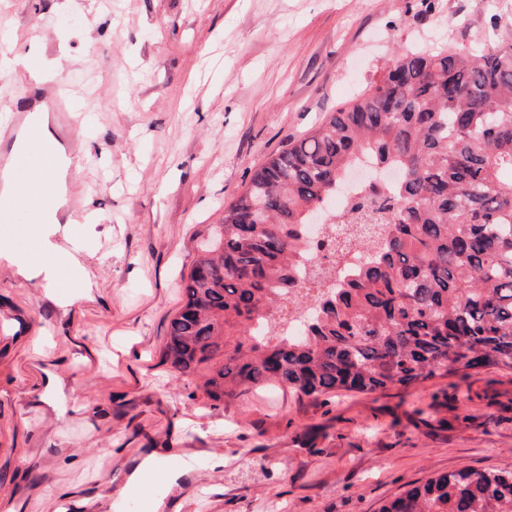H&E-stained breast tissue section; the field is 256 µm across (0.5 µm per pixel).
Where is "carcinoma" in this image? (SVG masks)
Segmentation results:
<instances>
[{
    "label": "carcinoma",
    "instance_id": "1",
    "mask_svg": "<svg viewBox=\"0 0 512 512\" xmlns=\"http://www.w3.org/2000/svg\"><path fill=\"white\" fill-rule=\"evenodd\" d=\"M397 169L330 224H384L327 289L304 227L363 161ZM163 362L214 402L277 383L322 404L452 370H512V32L487 47H399L382 78L256 169L183 279ZM312 312L288 334V302ZM379 512H512V469L428 479Z\"/></svg>",
    "mask_w": 512,
    "mask_h": 512
}]
</instances>
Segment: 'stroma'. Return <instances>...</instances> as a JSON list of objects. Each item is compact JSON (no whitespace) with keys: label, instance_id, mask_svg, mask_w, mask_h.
I'll use <instances>...</instances> for the list:
<instances>
[{"label":"stroma","instance_id":"35a3bbf8","mask_svg":"<svg viewBox=\"0 0 512 512\" xmlns=\"http://www.w3.org/2000/svg\"><path fill=\"white\" fill-rule=\"evenodd\" d=\"M53 2L0 0V23L46 57L68 46L98 221L65 232L97 286L62 308L0 267V512H126L128 470L154 449L194 454L165 512H378L443 473L512 468V371L320 406L278 387L216 403L162 361L197 242L254 170L380 79L396 46L469 47L491 15L512 28V0Z\"/></svg>","mask_w":512,"mask_h":512}]
</instances>
